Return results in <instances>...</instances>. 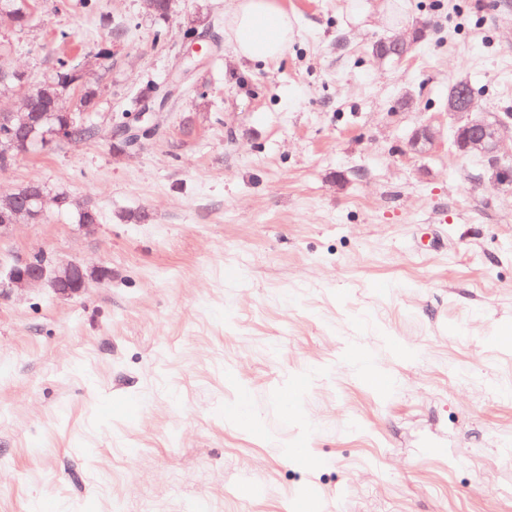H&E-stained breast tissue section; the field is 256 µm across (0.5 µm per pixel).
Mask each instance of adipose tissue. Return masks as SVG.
Here are the masks:
<instances>
[{"mask_svg":"<svg viewBox=\"0 0 512 512\" xmlns=\"http://www.w3.org/2000/svg\"><path fill=\"white\" fill-rule=\"evenodd\" d=\"M291 33V19L278 0H232L229 39L239 59L276 61Z\"/></svg>","mask_w":512,"mask_h":512,"instance_id":"adipose-tissue-1","label":"adipose tissue"}]
</instances>
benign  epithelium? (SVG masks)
<instances>
[{"mask_svg": "<svg viewBox=\"0 0 512 512\" xmlns=\"http://www.w3.org/2000/svg\"><path fill=\"white\" fill-rule=\"evenodd\" d=\"M409 50L410 44L403 38L381 41L376 45V53L382 58L390 55L402 58ZM164 108L163 104L144 103L137 113L141 126L125 127L124 136L132 138L138 145L154 138L158 126L151 122L150 117L155 115V110ZM447 115L452 120L449 129H444L439 122L428 121L412 131L407 141V150L415 155L430 154L447 135L453 149L461 150L463 157L481 158L491 180L512 195V155H501L505 137L512 134V113L476 111L470 86L459 84L448 99ZM26 199L29 220L32 221L43 214L45 191L39 189L26 195ZM88 272L90 269L80 262L73 261L55 267L44 258H26L5 267L0 265V297L9 295L15 286L36 287L46 284L56 294L74 298L87 287Z\"/></svg>", "mask_w": 512, "mask_h": 512, "instance_id": "1", "label": "benign epithelium"}]
</instances>
